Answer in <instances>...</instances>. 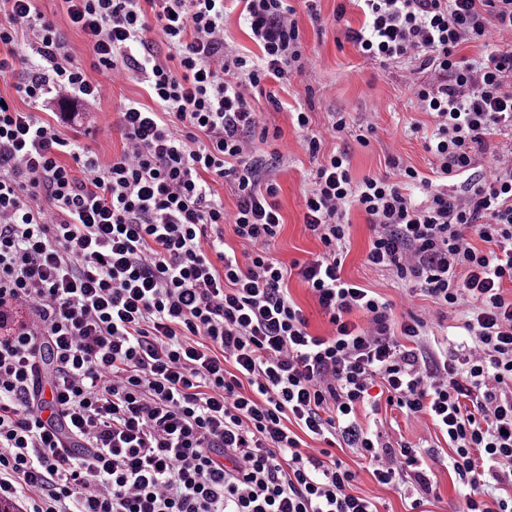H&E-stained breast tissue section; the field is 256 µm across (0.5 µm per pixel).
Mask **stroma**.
Instances as JSON below:
<instances>
[{
    "mask_svg": "<svg viewBox=\"0 0 512 512\" xmlns=\"http://www.w3.org/2000/svg\"><path fill=\"white\" fill-rule=\"evenodd\" d=\"M317 17H310L305 7H298L296 20L302 47L309 58L306 70L288 82L272 86L271 96L255 94L251 104L259 114L261 126L278 133L286 144L284 157L271 156V144H258L259 152L267 153L266 179L279 187L278 201L284 224L273 241L272 255L289 264L320 253L322 245L306 230L303 223V190L309 182L317 161L302 146L303 132L297 129L292 113L305 111L312 116L313 129L344 117L347 128L341 138L327 139L323 153L347 152L355 180L382 176L387 172L386 158L398 155L404 164L429 173L432 157L424 148L420 135L411 133V126L431 128V117L416 107L413 84L431 80L430 71L410 72L403 65L380 62L360 55L344 38L345 26H359L363 15L351 0H318ZM344 18H337V11ZM146 101L147 94L137 80H124L111 85L105 98L95 103L74 101L66 105L49 100L42 105L51 121L63 132L77 136L103 158L120 153L123 138L120 128V105L124 100ZM366 135L368 145H361L358 135ZM350 226L343 274L346 278L372 288L386 299L395 301V321L415 314L426 318L433 334L448 341L449 348L466 345L468 336L462 328L460 313L438 312L430 300L419 297L413 304L400 305L402 287L384 271L369 266L366 254L373 230L363 212L351 209L346 216ZM377 419L382 430L393 441H409L439 451L431 463L432 479L437 484L434 496L425 501V512H463L464 498L448 474L446 443L429 418H414L396 408L382 406ZM337 459L356 474L351 493L375 496L378 512H412L410 505L417 493L411 485L382 488L373 480L367 460L356 450L345 446L332 447Z\"/></svg>",
    "mask_w": 512,
    "mask_h": 512,
    "instance_id": "35a3bbf8",
    "label": "stroma"
}]
</instances>
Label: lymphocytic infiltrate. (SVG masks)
I'll list each match as a JSON object with an SVG mask.
<instances>
[{
  "mask_svg": "<svg viewBox=\"0 0 512 512\" xmlns=\"http://www.w3.org/2000/svg\"><path fill=\"white\" fill-rule=\"evenodd\" d=\"M38 2L0 0V75L27 72L26 109L0 106V308L33 315L0 337V500L23 512H377L309 437L357 449L378 486H417L418 508L430 452L358 421L386 404L442 434L465 512H512V148L474 171L491 136H512V0H353L364 22L345 37L361 55L436 76L414 90L434 122L431 173L391 155L386 175L353 180L346 152L321 153L345 120L314 133L293 113L320 158L303 219L324 247L295 269L270 252L284 219L249 100L306 67L291 0H242L255 56L226 47L227 0H61L87 68ZM477 43L481 61L462 52ZM91 68L150 98L124 103L109 160L36 113L52 97H104ZM460 177L464 194L449 193ZM353 207L374 230L371 266L408 297L464 310V353L428 342L423 317L394 323L392 301L343 276ZM228 224L246 251L225 249ZM294 273L327 335L290 297Z\"/></svg>",
  "mask_w": 512,
  "mask_h": 512,
  "instance_id": "f902f5d3",
  "label": "lymphocytic infiltrate"
}]
</instances>
